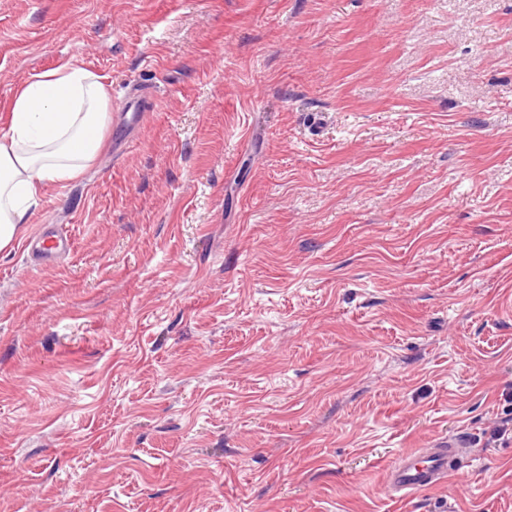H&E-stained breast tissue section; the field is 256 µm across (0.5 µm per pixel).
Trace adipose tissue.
Here are the masks:
<instances>
[{"label": "adipose tissue", "instance_id": "adipose-tissue-1", "mask_svg": "<svg viewBox=\"0 0 512 512\" xmlns=\"http://www.w3.org/2000/svg\"><path fill=\"white\" fill-rule=\"evenodd\" d=\"M110 120L105 86L70 60L14 91L0 135V252L22 237L42 187L77 178L97 159Z\"/></svg>", "mask_w": 512, "mask_h": 512}]
</instances>
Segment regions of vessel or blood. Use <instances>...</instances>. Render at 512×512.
I'll list each match as a JSON object with an SVG mask.
<instances>
[{"mask_svg": "<svg viewBox=\"0 0 512 512\" xmlns=\"http://www.w3.org/2000/svg\"><path fill=\"white\" fill-rule=\"evenodd\" d=\"M129 109L122 119L126 132H136L142 127L148 111L146 98L130 94ZM72 241L58 229L45 231L36 241L38 265L49 266L61 254L70 252ZM468 439L458 436L443 437L433 442L426 452H414L400 457L387 468L382 489L384 493L407 497L420 491L446 483L459 469V457L464 454Z\"/></svg>", "mask_w": 512, "mask_h": 512, "instance_id": "vessel-or-blood-1", "label": "vessel or blood"}]
</instances>
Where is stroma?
<instances>
[{
    "label": "stroma",
    "mask_w": 512,
    "mask_h": 512,
    "mask_svg": "<svg viewBox=\"0 0 512 512\" xmlns=\"http://www.w3.org/2000/svg\"><path fill=\"white\" fill-rule=\"evenodd\" d=\"M66 60L156 106L0 252V512H512V0H0V133ZM71 250L72 240L53 226L36 240V262L39 266H50L59 255ZM472 437H443L427 452L400 457L387 468L382 489L398 497L413 496L448 481L459 469V455L466 453Z\"/></svg>",
    "instance_id": "stroma-1"
}]
</instances>
